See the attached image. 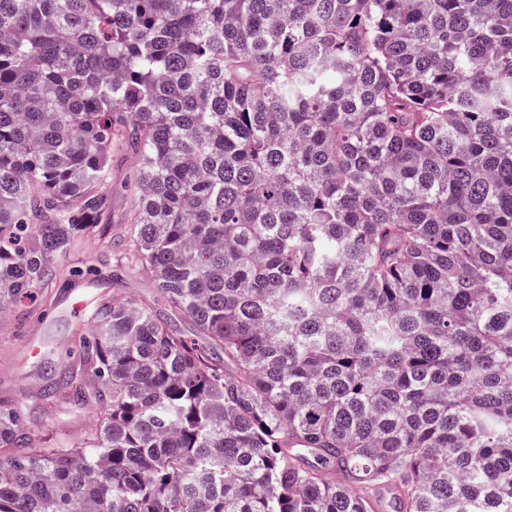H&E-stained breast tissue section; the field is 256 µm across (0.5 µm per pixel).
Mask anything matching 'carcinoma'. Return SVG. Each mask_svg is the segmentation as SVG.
<instances>
[{
    "mask_svg": "<svg viewBox=\"0 0 512 512\" xmlns=\"http://www.w3.org/2000/svg\"><path fill=\"white\" fill-rule=\"evenodd\" d=\"M120 145L196 337L96 296L0 512H512V0H0V320Z\"/></svg>",
    "mask_w": 512,
    "mask_h": 512,
    "instance_id": "carcinoma-1",
    "label": "carcinoma"
}]
</instances>
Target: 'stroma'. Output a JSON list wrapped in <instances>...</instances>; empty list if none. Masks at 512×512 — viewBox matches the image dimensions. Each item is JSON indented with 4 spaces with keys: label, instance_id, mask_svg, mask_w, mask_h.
<instances>
[{
    "label": "stroma",
    "instance_id": "stroma-1",
    "mask_svg": "<svg viewBox=\"0 0 512 512\" xmlns=\"http://www.w3.org/2000/svg\"><path fill=\"white\" fill-rule=\"evenodd\" d=\"M134 166L130 152L121 146L113 148L107 226L99 228L68 256L57 259L59 274L39 317L20 324L11 318L0 323V400H24L30 406H37L47 364L56 362L58 356L64 354L73 329L90 320V308L77 310L72 303L78 297L89 300L92 290L87 285L73 283L69 277L70 269L82 266L88 258L106 259L109 270L120 275V286L126 296L154 307L172 327L191 335L190 320L159 302L149 275L132 260L128 232L138 200L127 193L123 185Z\"/></svg>",
    "mask_w": 512,
    "mask_h": 512
}]
</instances>
